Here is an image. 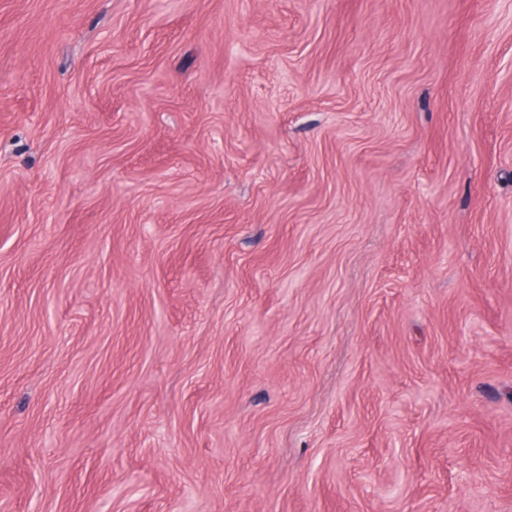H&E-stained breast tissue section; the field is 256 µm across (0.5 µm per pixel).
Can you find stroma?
I'll use <instances>...</instances> for the list:
<instances>
[{
	"label": "stroma",
	"mask_w": 512,
	"mask_h": 512,
	"mask_svg": "<svg viewBox=\"0 0 512 512\" xmlns=\"http://www.w3.org/2000/svg\"><path fill=\"white\" fill-rule=\"evenodd\" d=\"M0 512H512V0H0Z\"/></svg>",
	"instance_id": "35a3bbf8"
}]
</instances>
